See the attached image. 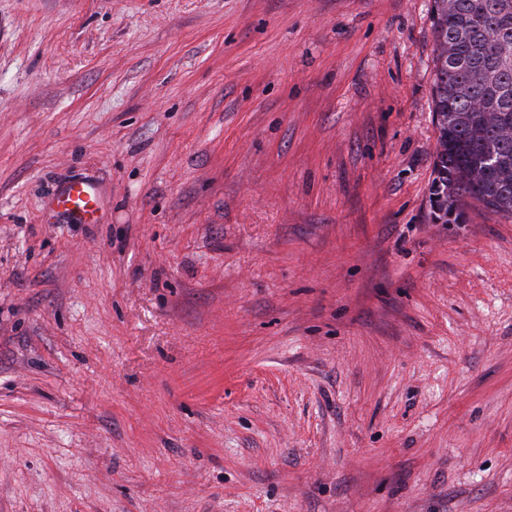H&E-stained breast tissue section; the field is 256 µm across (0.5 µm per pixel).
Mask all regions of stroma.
<instances>
[{"mask_svg": "<svg viewBox=\"0 0 512 512\" xmlns=\"http://www.w3.org/2000/svg\"><path fill=\"white\" fill-rule=\"evenodd\" d=\"M434 56L430 0H0V512H512V217L433 219ZM99 205L97 187L86 180L66 179L57 186L49 201L57 215L78 222L90 223Z\"/></svg>", "mask_w": 512, "mask_h": 512, "instance_id": "obj_1", "label": "stroma"}]
</instances>
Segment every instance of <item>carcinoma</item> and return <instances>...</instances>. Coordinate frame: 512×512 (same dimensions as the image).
<instances>
[{
    "mask_svg": "<svg viewBox=\"0 0 512 512\" xmlns=\"http://www.w3.org/2000/svg\"><path fill=\"white\" fill-rule=\"evenodd\" d=\"M438 132L431 203L512 215V0H431Z\"/></svg>",
    "mask_w": 512,
    "mask_h": 512,
    "instance_id": "obj_1",
    "label": "carcinoma"
}]
</instances>
